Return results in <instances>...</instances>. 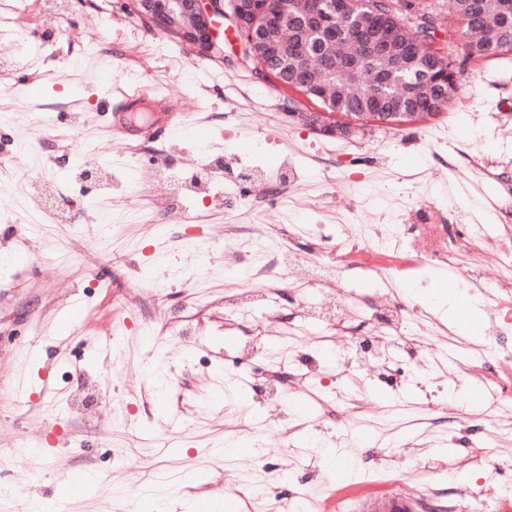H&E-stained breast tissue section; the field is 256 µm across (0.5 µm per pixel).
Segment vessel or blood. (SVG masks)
<instances>
[{
	"label": "vessel or blood",
	"instance_id": "b4317fda",
	"mask_svg": "<svg viewBox=\"0 0 512 512\" xmlns=\"http://www.w3.org/2000/svg\"><path fill=\"white\" fill-rule=\"evenodd\" d=\"M145 99V94L138 90L121 101L108 103L107 116L113 134L135 140L150 138L157 133L170 138L182 131L184 114L171 101L156 110L153 122L146 125L136 124L132 116Z\"/></svg>",
	"mask_w": 512,
	"mask_h": 512
}]
</instances>
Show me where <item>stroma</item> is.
I'll return each instance as SVG.
<instances>
[{
	"label": "stroma",
	"mask_w": 512,
	"mask_h": 512,
	"mask_svg": "<svg viewBox=\"0 0 512 512\" xmlns=\"http://www.w3.org/2000/svg\"><path fill=\"white\" fill-rule=\"evenodd\" d=\"M21 1L0 0V512H131L141 496L152 512H389L394 495L439 512L454 489L493 495L512 444L482 433L479 382L512 379L484 338L512 318V296L488 293L512 249V56L440 40L460 81L448 108L344 139L122 0L4 22ZM136 88L181 103L186 131L113 137L106 102ZM78 157L109 183L91 189ZM204 166L176 222L157 171ZM480 223L482 252L463 250ZM346 236L362 259L326 253ZM392 236L395 263L373 262ZM316 260L333 277L313 278ZM439 268L483 297L462 316L468 372L450 355L464 337L406 292ZM360 336L379 339L362 360ZM249 475L271 495L240 497Z\"/></svg>",
	"instance_id": "stroma-1"
}]
</instances>
